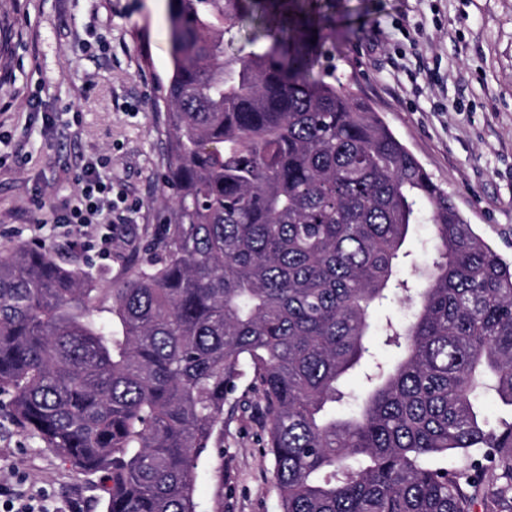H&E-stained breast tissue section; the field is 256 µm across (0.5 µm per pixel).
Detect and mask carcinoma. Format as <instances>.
I'll return each mask as SVG.
<instances>
[{
  "instance_id": "obj_1",
  "label": "carcinoma",
  "mask_w": 512,
  "mask_h": 512,
  "mask_svg": "<svg viewBox=\"0 0 512 512\" xmlns=\"http://www.w3.org/2000/svg\"><path fill=\"white\" fill-rule=\"evenodd\" d=\"M264 52L224 57L236 21ZM336 19L306 0H171L158 230L97 302L50 252L0 253V393L106 512H197L195 471L251 375L280 512H496L512 493V265L351 88L314 75ZM434 256L407 266L412 226ZM395 358L369 354L375 307ZM456 456L460 469L435 467ZM409 315V309L400 302H391L384 304L374 312L376 328L372 335L368 336L371 351L378 361L389 362L394 357V352L384 344L385 336L381 331V326L385 324V319L391 317L395 322L402 323ZM372 358L366 360L361 367L353 371L342 383L341 390L344 393V404L353 403L356 397H359L366 387L364 374L370 370Z\"/></svg>"
}]
</instances>
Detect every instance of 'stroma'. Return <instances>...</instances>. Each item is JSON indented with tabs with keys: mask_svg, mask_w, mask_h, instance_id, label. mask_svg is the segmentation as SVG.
<instances>
[{
	"mask_svg": "<svg viewBox=\"0 0 512 512\" xmlns=\"http://www.w3.org/2000/svg\"><path fill=\"white\" fill-rule=\"evenodd\" d=\"M336 19L317 68L373 106L447 191L460 213L512 263V0H314ZM169 0H0V252L41 240L75 267L127 277V257L157 227L155 85L171 70ZM54 116L53 126L42 122ZM109 156L116 192L137 203L110 259L41 223L72 201L74 177ZM44 206L35 208L34 195ZM260 396L249 379L224 407V432L199 462V512H280ZM0 482L104 512L96 474L73 470L0 407Z\"/></svg>",
	"mask_w": 512,
	"mask_h": 512,
	"instance_id": "1",
	"label": "stroma"
}]
</instances>
